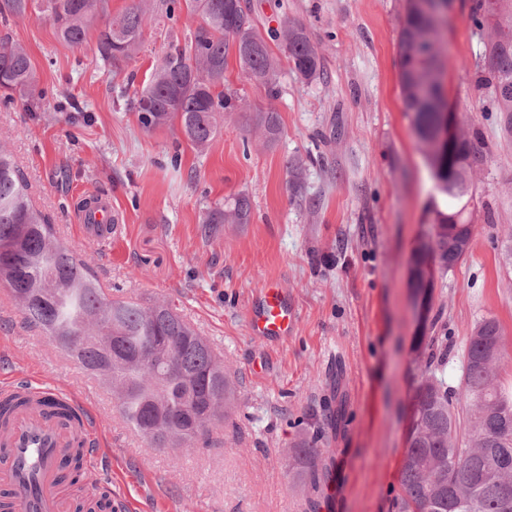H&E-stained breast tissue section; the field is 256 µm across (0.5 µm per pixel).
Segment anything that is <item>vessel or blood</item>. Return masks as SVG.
<instances>
[{
  "mask_svg": "<svg viewBox=\"0 0 512 512\" xmlns=\"http://www.w3.org/2000/svg\"><path fill=\"white\" fill-rule=\"evenodd\" d=\"M84 233L104 238L121 234L109 199H99ZM247 320L263 341L287 337L294 312L286 296L267 286L254 300ZM9 355L0 352V398L20 404L0 419V512H73L63 460L80 453L90 484L106 482L100 468L108 442L95 418L87 414L80 393L56 384L43 373L8 371Z\"/></svg>",
  "mask_w": 512,
  "mask_h": 512,
  "instance_id": "1",
  "label": "vessel or blood"
}]
</instances>
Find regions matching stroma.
<instances>
[{"label": "stroma", "instance_id": "1", "mask_svg": "<svg viewBox=\"0 0 512 512\" xmlns=\"http://www.w3.org/2000/svg\"><path fill=\"white\" fill-rule=\"evenodd\" d=\"M255 28L283 57L284 22L303 25L323 64L305 80L281 65L277 95L251 83L229 58L226 87L246 109L228 111L217 138L198 151L179 126L144 130L128 104L170 46L185 44V14L146 28L134 62L104 66L96 30L83 48L61 42L43 18L0 20V38L22 45L36 94L0 100V144L14 155L35 206L58 237L95 257L107 295L169 305L205 337L233 378L239 410L210 444L152 448L126 424L106 383L93 411L112 440L118 512H307L309 492L288 472L326 405L342 410L325 430L332 450L319 512H398L400 467L412 397L425 359L419 331L448 339L437 374L459 391L466 339L492 316L507 356L498 380L512 390V133L483 111L477 87L484 43L471 0H453L445 32V87L460 123L476 122L492 153L473 178L479 219L470 252L435 281L421 328L409 286L411 261L431 230L438 193L400 88L398 41L405 0H245ZM277 112L266 144L257 119ZM249 223L210 236L201 218L237 194ZM111 199L124 226L107 242L82 233L83 199ZM273 284L295 309L294 331L269 344L252 335L247 310ZM0 346L20 370L42 369L78 388L93 384L46 336L35 335L0 287Z\"/></svg>", "mask_w": 512, "mask_h": 512}]
</instances>
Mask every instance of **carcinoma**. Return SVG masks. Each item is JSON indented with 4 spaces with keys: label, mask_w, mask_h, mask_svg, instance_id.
<instances>
[{
    "label": "carcinoma",
    "mask_w": 512,
    "mask_h": 512,
    "mask_svg": "<svg viewBox=\"0 0 512 512\" xmlns=\"http://www.w3.org/2000/svg\"><path fill=\"white\" fill-rule=\"evenodd\" d=\"M184 2L187 19L200 18L190 40L166 53L147 85L132 101L140 126L153 129L179 123L186 139L206 150L219 133L218 118L242 108L224 93V70L235 51L248 79L276 93L277 60L255 32L250 12L240 0H131L116 16L105 0H0V17L24 18L34 11L52 22L58 37L82 46L94 13L105 14L98 28L100 60L120 67L139 52L144 30L158 14H174ZM399 35L400 85L406 111L426 145L440 113L448 108L443 82L441 40L447 27L448 0H408ZM475 29H491L484 44L485 64L479 83L487 90L485 112L499 113L512 131V0H473ZM288 62L310 80L322 74L319 54L301 26L287 27ZM30 57L23 46L0 39V90H33ZM267 142L278 140V117L259 118ZM479 129L471 127L461 144L437 157L432 176L448 198V211L434 210L437 223L418 268L431 259L446 275L466 253L454 241L462 233L474 238L475 226L448 223L468 201L471 178L488 163ZM250 197L239 194L208 209L202 223L246 224ZM52 287L44 286L46 272ZM0 285L19 300L27 323L40 327L56 346L71 354L86 371L112 388L115 407L152 447L168 448L209 442L213 429L237 409L236 390L210 343L167 303L144 307L103 296L88 259L62 245L50 219L31 202L25 178L8 150L0 147ZM437 336L420 338L418 353L427 356L410 417L407 448L400 470L401 512H512V391L497 382L506 357V336L494 317L478 321L468 337L461 394L466 414L452 401L448 383L432 371ZM321 433L293 450L291 467L310 490L330 477L332 449L322 447Z\"/></svg>",
    "instance_id": "carcinoma-1"
}]
</instances>
